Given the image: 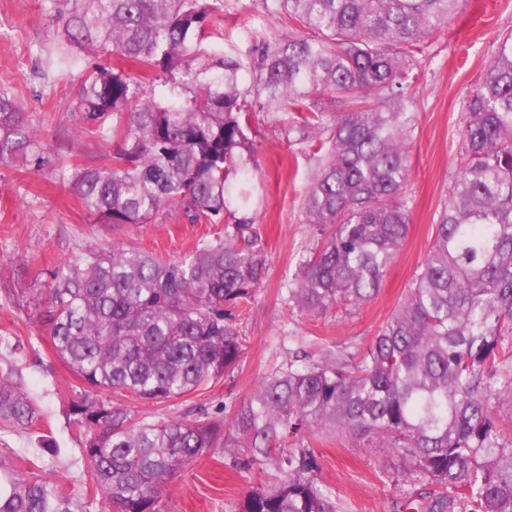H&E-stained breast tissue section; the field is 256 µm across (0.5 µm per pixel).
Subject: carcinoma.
Segmentation results:
<instances>
[{
  "mask_svg": "<svg viewBox=\"0 0 512 512\" xmlns=\"http://www.w3.org/2000/svg\"><path fill=\"white\" fill-rule=\"evenodd\" d=\"M468 0H262L292 23L242 25L224 39L209 0H72L56 58L85 77L71 134L115 143L75 170L69 189L102 224H149L178 207L224 225L165 260L130 242L83 251L45 290L54 353L92 392L170 402L221 379L245 353L225 308L249 304L267 275L248 157L253 104L297 112L286 132L326 149L305 199L318 244L288 283L290 310H357L381 290L409 231L406 187L416 123L410 75L428 39ZM119 55L143 74L101 62ZM341 106L329 114L322 99ZM468 158L433 242L398 308L366 348L290 359L238 406L229 426L137 419L122 402L81 399L86 483L105 512H156L165 486L210 449L239 472L275 479L231 512H336L315 476L308 433L366 438L403 466L386 469L410 512H512V35L464 106ZM44 144L15 93L0 86V163ZM33 399L0 376V425L33 426ZM421 484L426 492L415 489ZM72 490L0 458V512H75Z\"/></svg>",
  "mask_w": 512,
  "mask_h": 512,
  "instance_id": "cac0c4a2",
  "label": "carcinoma"
}]
</instances>
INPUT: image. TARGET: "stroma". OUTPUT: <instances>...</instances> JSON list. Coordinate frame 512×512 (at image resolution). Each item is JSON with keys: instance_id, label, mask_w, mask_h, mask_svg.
<instances>
[{"instance_id": "1", "label": "stroma", "mask_w": 512, "mask_h": 512, "mask_svg": "<svg viewBox=\"0 0 512 512\" xmlns=\"http://www.w3.org/2000/svg\"><path fill=\"white\" fill-rule=\"evenodd\" d=\"M69 0H0V84L9 85L45 145L39 160L0 164V375L12 371L41 416L26 430L0 427V458L32 459L49 477L67 479L88 512L83 434L69 414L82 386L56 358L41 292L50 274L86 248L130 241L162 258L188 253L216 237L221 227L191 223L169 208L154 223L112 226L94 222L69 193L74 170L102 152L94 136L68 131L71 92L83 71L67 78L43 69L62 31ZM512 32V0H468L450 26L434 34L415 85L416 126L408 185L411 222L406 241L388 269L380 294L351 314L338 310L310 317L290 313L286 288L317 245L303 202L316 163L315 148L287 135L278 113L255 112L252 121L259 201L256 221L265 241L268 274L251 304L235 310L232 324L246 341L242 362L216 383L175 402H123L138 417L231 420L236 408L295 351L356 354L399 305L423 261L438 212L463 164V104L481 81L500 37ZM316 475L336 496L338 512H405L402 493L381 482L395 458L366 441L308 437ZM227 449L213 448L163 490L159 512H230L268 475H238Z\"/></svg>"}]
</instances>
